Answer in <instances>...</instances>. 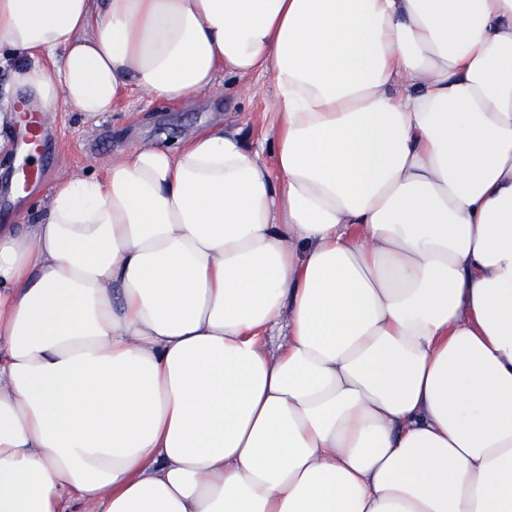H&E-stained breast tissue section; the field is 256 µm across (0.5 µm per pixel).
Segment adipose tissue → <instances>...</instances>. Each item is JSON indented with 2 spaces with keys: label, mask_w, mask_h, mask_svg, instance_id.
Here are the masks:
<instances>
[{
  "label": "adipose tissue",
  "mask_w": 512,
  "mask_h": 512,
  "mask_svg": "<svg viewBox=\"0 0 512 512\" xmlns=\"http://www.w3.org/2000/svg\"><path fill=\"white\" fill-rule=\"evenodd\" d=\"M9 62L274 104L0 225V512H512V0H0Z\"/></svg>",
  "instance_id": "obj_1"
}]
</instances>
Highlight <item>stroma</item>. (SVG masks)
<instances>
[{"instance_id": "obj_1", "label": "stroma", "mask_w": 512, "mask_h": 512, "mask_svg": "<svg viewBox=\"0 0 512 512\" xmlns=\"http://www.w3.org/2000/svg\"><path fill=\"white\" fill-rule=\"evenodd\" d=\"M274 101L271 76H253L227 85L217 80L215 87L193 103L183 105L153 101L132 94L113 111L86 121L65 107L45 113L50 138L49 159L39 160L43 184L27 190L25 196L0 187V219L20 214L34 222L59 178L88 170L103 171L122 148L140 142L170 143L205 127L233 124L242 138L259 143L267 136L263 114Z\"/></svg>"}]
</instances>
